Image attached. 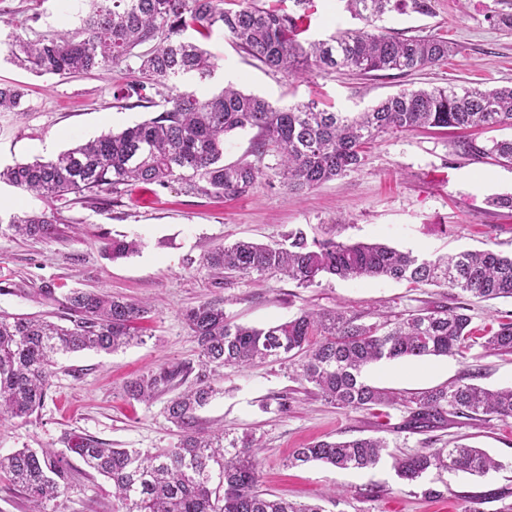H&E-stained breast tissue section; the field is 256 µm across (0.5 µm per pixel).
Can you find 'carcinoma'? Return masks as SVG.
Returning a JSON list of instances; mask_svg holds the SVG:
<instances>
[{
	"mask_svg": "<svg viewBox=\"0 0 512 512\" xmlns=\"http://www.w3.org/2000/svg\"><path fill=\"white\" fill-rule=\"evenodd\" d=\"M79 25L36 39L11 34L14 63L37 74L71 77L124 66L117 101L152 110L154 116L76 145L52 159L18 163L0 180L42 200L112 193L130 182L166 189L177 183L186 194L231 198L275 180L293 192L358 171L370 145L386 134L416 128L512 127V86L400 89L361 112H329L314 102L277 107L263 97L228 85L207 99L182 89V80L212 78L216 64L203 41L222 29L246 54L288 75L313 69L348 68L363 75H400L448 63L452 51L443 35L398 37L376 22L391 12L426 15L431 0H344L345 9L365 22L338 29L325 40L301 44L302 15L268 0H88ZM22 87L0 83V112L19 108ZM254 130L253 159L224 162L225 138ZM467 153L512 165V139L491 144L464 142ZM7 230L23 239H52L59 229L51 212H25ZM136 240L114 239L105 256L115 260L138 251ZM224 278L283 275L303 287L326 276L385 278L411 285H440L461 301L436 305L368 323L343 306L302 310L265 328L227 319L224 305L205 301L184 321L199 349L198 368L177 364L149 370L124 387L130 399L151 402L176 391L166 403L167 420L180 432L170 448H112L88 434H70L64 448H22L0 455V474L29 504L47 512L48 503L73 487L75 457L112 482L113 512H323L295 505L259 490L255 434L231 437L222 428L204 430L197 411L219 392L221 370L243 369L269 359L303 355L295 380L343 409L404 407L400 427L412 432L441 428L448 417L512 418V387L488 390L462 380L411 398L368 383L371 363L431 356L466 358L475 344L468 299H512V255L493 249L467 250L435 259L382 243L347 244L334 238L290 231L277 245L241 240L218 244L203 261ZM60 304L70 325L38 316H0V418L28 422L50 389L57 358L84 350L111 352L138 341L135 325L150 308L103 291L70 289ZM488 350L512 352V317L482 335ZM192 384L179 387L189 376ZM381 437L313 442L297 448L293 466L322 463L337 469L376 466L387 451ZM498 463L480 448L424 447L395 458L398 477L421 482L432 471L484 475Z\"/></svg>",
	"mask_w": 512,
	"mask_h": 512,
	"instance_id": "obj_1",
	"label": "carcinoma"
}]
</instances>
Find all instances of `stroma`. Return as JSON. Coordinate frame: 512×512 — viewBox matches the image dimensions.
I'll list each match as a JSON object with an SVG mask.
<instances>
[{"mask_svg": "<svg viewBox=\"0 0 512 512\" xmlns=\"http://www.w3.org/2000/svg\"><path fill=\"white\" fill-rule=\"evenodd\" d=\"M506 4L512 0H432L428 15H386L383 24L395 35L442 33L455 46L447 65L407 75L342 70L295 78L262 66L217 30L204 43L217 65L214 76L203 82L187 79L184 88L209 97L230 82L278 106L312 100L333 112H355L402 88L511 86L512 31L488 20ZM84 9L83 0H0V32L34 39L75 24ZM307 23L310 40L362 25L342 0H314ZM124 75L120 67L80 77L39 75L0 52V83L27 91L22 111L0 112V168L48 159L148 119V109L114 100V86ZM470 137L467 131L438 129L387 135L368 150L360 171L300 193L262 183L246 196L216 202L185 195L176 185L124 186L102 200L54 203L58 238L30 240L0 232V279L15 286L14 292L0 294V314L63 322V307L41 294L49 284L102 290L154 307L141 325V342L112 353L59 356L48 396L29 422L0 420V454L58 448L69 433L93 435L114 448L173 446L178 432L165 417L166 396L149 403L130 401L122 385L150 369L197 365L198 347L183 313L204 301L223 302L231 321L258 328L309 308L343 305L355 313L405 314L435 302L452 304L450 290L434 285L328 277L302 288L279 275L224 280L201 269L200 261L217 244L240 239L278 244L297 228L311 236L330 233L346 243L379 242L425 256L483 248L511 254L512 210L494 207L490 200L512 195V166L464 154L461 144ZM125 237L141 240L139 252L114 261L105 258V244ZM474 370L482 386H510L512 354L477 345L464 359L379 362L364 376L407 396ZM219 386L220 394L199 411V424L260 437L261 488L268 493L320 504L324 512H468L469 497L476 493L484 497L480 512H512V419L459 418L428 432L405 431L399 427L401 407L337 408L294 381L293 367L285 360L225 370ZM282 395L289 398L285 411L278 405ZM368 436L385 438L391 450L375 467L288 464L292 452L309 443ZM431 442L485 449L500 467L482 477L445 472L420 484L399 479L394 456ZM428 486L440 489L441 497H426ZM111 492L110 481L88 472L58 499L57 512H111Z\"/></svg>", "mask_w": 512, "mask_h": 512, "instance_id": "obj_1", "label": "stroma"}]
</instances>
